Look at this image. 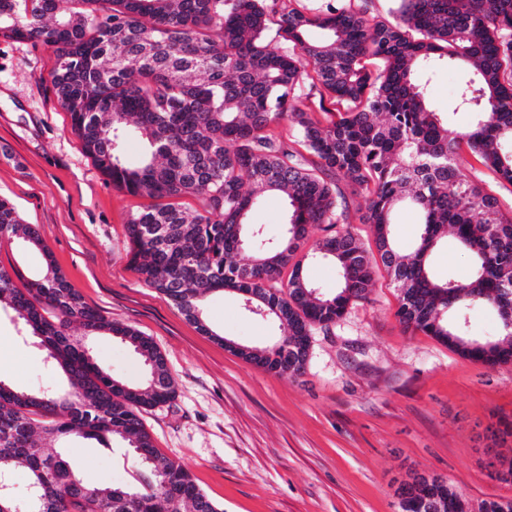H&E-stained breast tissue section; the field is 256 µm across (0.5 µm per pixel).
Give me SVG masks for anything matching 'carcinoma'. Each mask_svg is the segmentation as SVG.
<instances>
[{
	"label": "carcinoma",
	"instance_id": "carcinoma-1",
	"mask_svg": "<svg viewBox=\"0 0 512 512\" xmlns=\"http://www.w3.org/2000/svg\"><path fill=\"white\" fill-rule=\"evenodd\" d=\"M398 2L382 18L345 6L308 15L288 0H0V37L53 50V90L84 154L114 186L151 200L127 220L130 262L202 332L214 335L201 302L235 292L287 334L271 348L232 349L297 377L312 329L369 301L380 262L399 291L402 325L496 367L512 362V205L464 174L457 156L467 147L496 184L512 186V0ZM441 63L460 73L453 106L473 114L468 128L449 129L448 113L428 99ZM313 96L319 111L301 108ZM328 99L341 109L330 111ZM283 122L295 135L276 131ZM132 139L141 144L135 160ZM340 174L366 194L361 223L373 251L347 227ZM270 192L287 200V231L276 242L250 220ZM400 203L422 217L408 254L391 235ZM312 226L324 231L315 256L338 270L334 292L311 283L295 260ZM450 230L471 272L439 280L429 257ZM17 236L44 252L46 268L20 288L19 272L1 266L0 305L68 388L34 393L0 381V512H220L143 426L142 410L175 393L160 350L86 305L54 266L42 228L0 199V240ZM477 307L497 312L496 336L468 332L466 315ZM73 321L83 335L68 332ZM98 333L134 348L146 385L98 365L87 343ZM74 438L105 455L122 443L137 460L131 482H86L64 447ZM18 468L27 474L23 498L12 488ZM395 495L401 512H420L425 497L434 512H470L438 476L415 474Z\"/></svg>",
	"mask_w": 512,
	"mask_h": 512
}]
</instances>
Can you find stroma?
Wrapping results in <instances>:
<instances>
[{"instance_id": "stroma-1", "label": "stroma", "mask_w": 512, "mask_h": 512, "mask_svg": "<svg viewBox=\"0 0 512 512\" xmlns=\"http://www.w3.org/2000/svg\"><path fill=\"white\" fill-rule=\"evenodd\" d=\"M55 68L49 47L0 37V197L40 225L48 245L0 241V266L28 281L53 260L85 303L151 339L175 398L144 410L143 425L222 512H398L395 483L410 473L447 480L471 512L512 499L486 455L492 431L512 424V363L489 368L405 328L381 266L371 303H351L336 326L313 331L301 376L246 362L230 343L267 348L283 328L217 292L202 306L200 332L141 280L126 220L146 201L114 188L85 156L52 90ZM91 347L113 377L144 381L132 347L106 336ZM0 380L24 390L58 381L6 311ZM68 450L90 483L130 482L136 466L122 448L105 456L74 441Z\"/></svg>"}]
</instances>
